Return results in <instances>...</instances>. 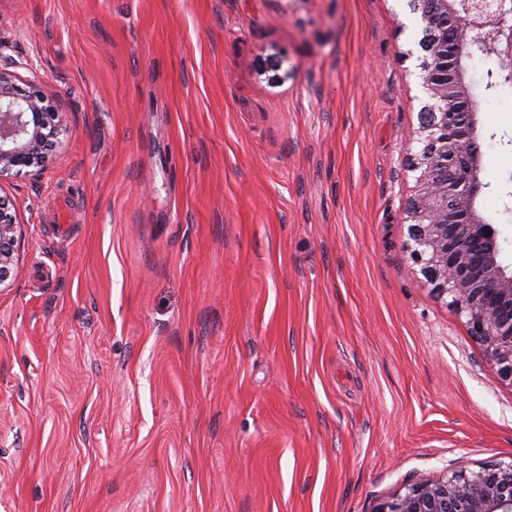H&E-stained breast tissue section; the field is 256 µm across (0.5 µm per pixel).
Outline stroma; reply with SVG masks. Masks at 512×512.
<instances>
[{"instance_id": "1", "label": "stroma", "mask_w": 512, "mask_h": 512, "mask_svg": "<svg viewBox=\"0 0 512 512\" xmlns=\"http://www.w3.org/2000/svg\"><path fill=\"white\" fill-rule=\"evenodd\" d=\"M421 36L408 0H0V66L67 124L0 181V512H374L512 459V387L407 250ZM21 237L20 226L14 223L9 214V201L0 196V288L2 285L8 287V281L17 276Z\"/></svg>"}]
</instances>
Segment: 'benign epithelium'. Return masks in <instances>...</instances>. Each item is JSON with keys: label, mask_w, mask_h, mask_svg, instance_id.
<instances>
[{"label": "benign epithelium", "mask_w": 512, "mask_h": 512, "mask_svg": "<svg viewBox=\"0 0 512 512\" xmlns=\"http://www.w3.org/2000/svg\"><path fill=\"white\" fill-rule=\"evenodd\" d=\"M422 29L417 84L423 105L411 171L407 249L436 294L465 318L500 379L512 386V264L503 261L501 231L479 214L478 102L468 61L485 49L512 61V0H410ZM57 116L37 87L21 91L0 68V180L46 166ZM20 226L0 196V286L19 268ZM374 512H512V460L416 482L382 500Z\"/></svg>", "instance_id": "obj_1"}]
</instances>
